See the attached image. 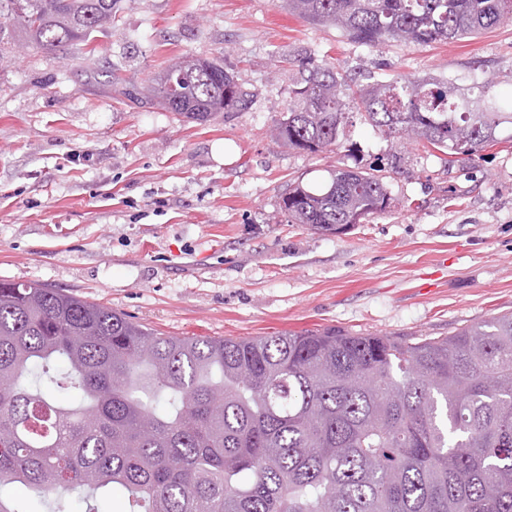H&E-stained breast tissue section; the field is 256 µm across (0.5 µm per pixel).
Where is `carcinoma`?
<instances>
[{"label": "carcinoma", "mask_w": 512, "mask_h": 512, "mask_svg": "<svg viewBox=\"0 0 512 512\" xmlns=\"http://www.w3.org/2000/svg\"><path fill=\"white\" fill-rule=\"evenodd\" d=\"M118 0H0V56L90 43ZM302 19L378 48L461 40L512 22V0H282ZM272 138L308 154L340 145L349 114L385 139L450 158L512 138V102L449 80L351 85L301 62ZM142 98L204 120L251 107L220 63L182 57ZM385 175L336 169L296 183L291 224L336 233L385 211ZM48 512H512V314L451 336L336 329L251 339L165 336L38 283L0 280V485Z\"/></svg>", "instance_id": "carcinoma-1"}]
</instances>
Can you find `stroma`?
<instances>
[{
  "label": "stroma",
  "mask_w": 512,
  "mask_h": 512,
  "mask_svg": "<svg viewBox=\"0 0 512 512\" xmlns=\"http://www.w3.org/2000/svg\"><path fill=\"white\" fill-rule=\"evenodd\" d=\"M91 39V56L29 46L0 60V280L58 288L169 336L439 337L512 312V141L455 163L405 143L390 208L332 235L286 223L281 196L396 149L357 115L318 155L270 138L301 58L361 84L488 78L511 97L512 22L377 49L279 0H122ZM182 55L232 69L251 108L199 122L123 95Z\"/></svg>",
  "instance_id": "35a3bbf8"
}]
</instances>
